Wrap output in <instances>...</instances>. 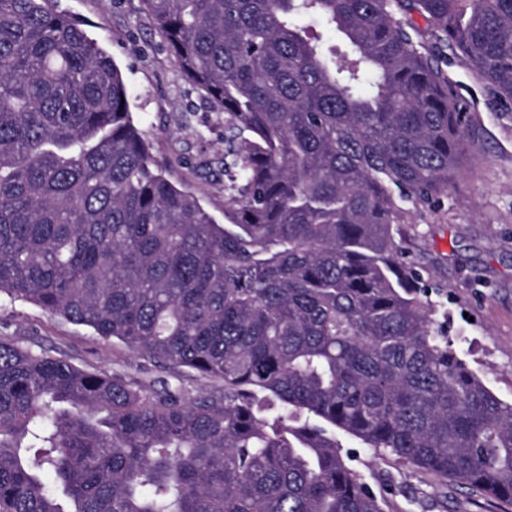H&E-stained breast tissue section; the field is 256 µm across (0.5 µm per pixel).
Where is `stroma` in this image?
I'll use <instances>...</instances> for the list:
<instances>
[{
  "label": "stroma",
  "mask_w": 512,
  "mask_h": 512,
  "mask_svg": "<svg viewBox=\"0 0 512 512\" xmlns=\"http://www.w3.org/2000/svg\"><path fill=\"white\" fill-rule=\"evenodd\" d=\"M56 6L83 19L122 71L132 117L166 176L223 220L224 117L182 78L142 0H56ZM443 68L473 116L465 132L468 150L439 204L406 215L399 235L402 256L421 274L458 357L511 402L512 110L501 106L471 63L449 55ZM0 336L79 366L125 369L158 387L176 385L182 375L22 300L0 299ZM336 439L383 512H512V506L452 479L378 456L351 435L340 432Z\"/></svg>",
  "instance_id": "obj_1"
}]
</instances>
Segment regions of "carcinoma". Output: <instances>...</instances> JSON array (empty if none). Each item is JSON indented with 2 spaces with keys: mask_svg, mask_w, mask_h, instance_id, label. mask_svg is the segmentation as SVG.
<instances>
[{
  "mask_svg": "<svg viewBox=\"0 0 512 512\" xmlns=\"http://www.w3.org/2000/svg\"><path fill=\"white\" fill-rule=\"evenodd\" d=\"M143 4L224 114L225 223L165 176L82 21L0 0V297L216 392L0 337V512H383L338 431L512 505V402L395 237L465 152L436 51L512 105V0Z\"/></svg>",
  "mask_w": 512,
  "mask_h": 512,
  "instance_id": "1",
  "label": "carcinoma"
}]
</instances>
